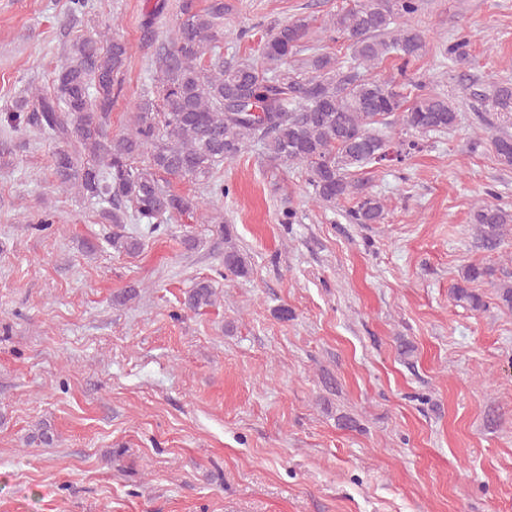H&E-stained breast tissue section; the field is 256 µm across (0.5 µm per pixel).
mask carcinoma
Instances as JSON below:
<instances>
[{"label":"carcinoma","mask_w":512,"mask_h":512,"mask_svg":"<svg viewBox=\"0 0 512 512\" xmlns=\"http://www.w3.org/2000/svg\"><path fill=\"white\" fill-rule=\"evenodd\" d=\"M169 8V0H155L142 19L145 35L153 36ZM178 9L174 37L153 50L158 85L140 95L130 129L111 130L130 47L101 32L71 41L54 68L51 90L28 89L5 108L11 129L32 128L56 142L54 182L97 206L100 223L114 227L104 242L119 255L135 257L144 249L142 237L125 230L133 221L148 224L151 233L182 216L222 223L217 214H198V199L174 185L202 182L224 194L214 175L253 143L278 165L302 168L314 199L351 202L346 217L352 223L382 224L386 207L366 169L392 146L404 161L420 149L419 138L457 126L448 98L424 92L407 77L425 48L421 34L408 26L390 34L397 19L418 11L419 0H353L330 15L327 27L347 42L343 60L310 43L309 21L297 18L272 27L259 43L260 61L228 63L224 0L202 9L196 0H180ZM389 60L398 63V77L369 73ZM471 96L512 124L511 82L475 86ZM492 146L498 161L512 166V135L494 138ZM471 223L479 247L495 252L512 230V207L484 201ZM224 270L241 276L248 264L230 247ZM497 272L467 266L453 296L473 310L486 308L470 287L481 281L512 310V281L499 282ZM214 295L211 281L200 280L185 305L200 310L213 304Z\"/></svg>","instance_id":"carcinoma-1"}]
</instances>
